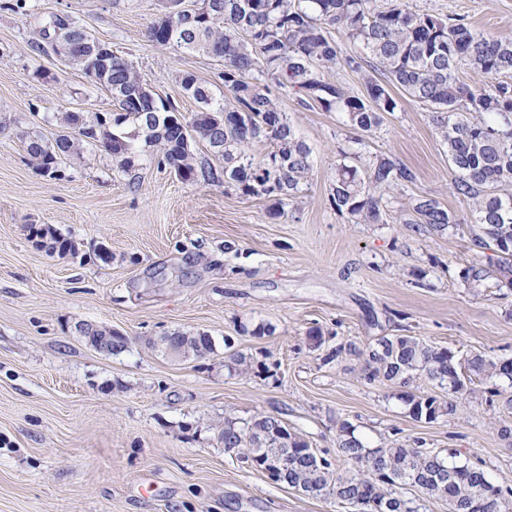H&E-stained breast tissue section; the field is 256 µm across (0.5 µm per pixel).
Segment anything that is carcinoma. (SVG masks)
Here are the masks:
<instances>
[{"mask_svg": "<svg viewBox=\"0 0 512 512\" xmlns=\"http://www.w3.org/2000/svg\"><path fill=\"white\" fill-rule=\"evenodd\" d=\"M177 0L168 12L148 28L149 41L186 51H202L224 60V88L234 104L228 106L192 75L181 85L198 110L178 126L170 119L178 106L153 111L145 102L139 108L128 100H114L115 109L89 120L81 112H65L63 129L48 142L32 132L26 137L30 157H43L49 172L77 151L78 138L103 148L119 165L130 168L135 153L127 125L146 133L149 142L162 147L161 161L184 181L197 176L195 145L199 140L224 152V176L209 172L235 187L245 197L273 200L270 214L299 191L310 171V151L299 140L278 109L269 82L300 95L301 103L318 104L326 112H340L355 129L369 132L382 123L383 114L397 108L389 92L393 85L434 110L437 129L448 149V160L457 172L455 194L465 201L471 220L460 219L432 198L412 205L408 224L443 229L468 222L477 227L472 245L495 246L499 281L512 286V39L503 40L475 32L462 18L441 17L416 11L404 3L379 5L376 0H203V9L216 16L195 35L183 37L174 28ZM67 37L80 34L82 25L71 16L50 17L49 35L36 46L39 53L51 50L52 24ZM342 29L370 59L364 75L367 97L350 94L338 82L327 81L324 72L333 67L363 69L359 58L343 54L328 30ZM468 67L490 79L475 88L458 77ZM382 74L387 82L377 75ZM140 78L121 57L112 58V74L103 85L119 86L132 94ZM275 144L269 159L255 165L246 149L255 143ZM410 168L400 161L381 157L362 173L346 164L336 169L332 200L355 224L383 222L381 198L370 188L393 189L414 182ZM215 342L206 333L193 335L184 358H203L214 352ZM370 382H390L404 387L419 375L448 385L454 394L466 391L472 378H496L512 384V359L488 361L474 355L459 362L449 348H439L409 335L384 336L366 351ZM405 402L416 421L428 423L453 411L451 402L435 396L408 393ZM279 422L272 415H258L238 426L224 424V450L241 455L254 465L257 457L269 461L288 453V473L275 471L268 479L313 496H329L352 505L357 512H417L410 487L429 499L448 504V512H509L503 490L485 469L420 446L396 443L369 448L350 431L340 427L339 453L352 464L341 469L310 448L295 433L287 440L275 436Z\"/></svg>", "mask_w": 512, "mask_h": 512, "instance_id": "1", "label": "carcinoma"}]
</instances>
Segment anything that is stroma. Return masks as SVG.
Masks as SVG:
<instances>
[{
    "label": "stroma",
    "mask_w": 512,
    "mask_h": 512,
    "mask_svg": "<svg viewBox=\"0 0 512 512\" xmlns=\"http://www.w3.org/2000/svg\"><path fill=\"white\" fill-rule=\"evenodd\" d=\"M404 2L512 39V0ZM166 7L0 0V512H346L225 453V421L257 414L279 417L332 458L344 423L371 448H454L512 489L507 383L474 380L456 411L424 423L410 417L404 392L445 400L447 389L423 375L407 390L363 378L360 352L382 336H416L461 359L512 358V288L497 285L496 253L474 252L467 225L419 234L398 220L420 196L469 214L430 107L397 94L395 112L363 133L280 92L312 170L276 217L268 198L178 179L142 139L128 170L85 142L52 175L29 157L26 133L49 139L63 112L113 109L81 67L32 51L55 13L107 42L183 116L197 109L186 74L232 103L222 59L149 41ZM379 156L415 180L385 194V223H352L332 202L336 168L362 170ZM44 228L74 251L48 250ZM474 266L483 280L466 278ZM81 322L121 333L127 349L96 351ZM313 328L321 346L309 341ZM175 332L209 334L214 353L186 360L157 348ZM239 354L247 370L234 365Z\"/></svg>",
    "instance_id": "1"
}]
</instances>
